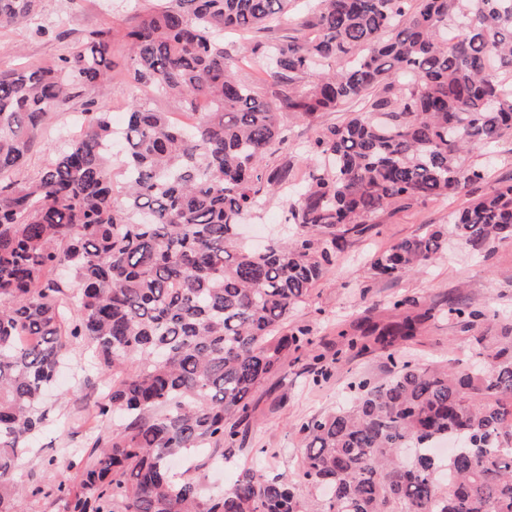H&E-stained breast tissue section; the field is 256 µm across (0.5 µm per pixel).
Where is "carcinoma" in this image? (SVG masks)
Segmentation results:
<instances>
[{
    "label": "carcinoma",
    "instance_id": "1",
    "mask_svg": "<svg viewBox=\"0 0 512 512\" xmlns=\"http://www.w3.org/2000/svg\"><path fill=\"white\" fill-rule=\"evenodd\" d=\"M41 2L0 0V27L32 24ZM293 2L170 0L128 26L130 83L196 125L136 99L114 160L111 113L87 100L79 133L24 184L11 174L35 133L109 77L112 30L49 67L0 71V512H24L19 461L78 341L112 374L98 415L124 423L48 493L57 512H512V327L467 301L448 317L481 325L484 361L458 372L403 360L360 383L300 425L292 475L244 467L211 491L170 466L234 447L253 391L308 344L294 309L379 215L468 197L448 227L374 255L383 278L420 271L450 238L483 256L512 240V178L465 159L512 136V0H314L291 33L245 47L267 61L265 99L235 74L224 33L269 31ZM284 110L349 116L319 128L288 225L252 251L242 217L288 187V169L266 164L288 141ZM413 306L395 301L399 320L374 342L415 336Z\"/></svg>",
    "mask_w": 512,
    "mask_h": 512
}]
</instances>
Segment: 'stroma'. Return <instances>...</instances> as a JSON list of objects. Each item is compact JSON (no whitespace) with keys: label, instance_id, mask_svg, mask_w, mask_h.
I'll use <instances>...</instances> for the list:
<instances>
[{"label":"stroma","instance_id":"35a3bbf8","mask_svg":"<svg viewBox=\"0 0 512 512\" xmlns=\"http://www.w3.org/2000/svg\"><path fill=\"white\" fill-rule=\"evenodd\" d=\"M127 4L126 12L116 13L111 0H43L37 26L0 32V69L57 62L71 50L73 36L112 28V76L97 84L90 96L110 112L124 114L135 89L126 77L129 51L122 33L152 10L154 0H127ZM81 110V103L76 102L52 118L48 134L40 137L26 163L14 172V180L24 183L36 178L53 157L52 144L58 136L73 131ZM282 121L288 142L270 156L269 164H289L291 182L297 185L307 170L302 150L314 139L316 129L288 112ZM289 201V195L281 192L266 196L260 213L244 219L243 230L250 243L261 246L277 236ZM466 202L463 196L421 199L384 213L372 229L351 238L291 317L292 325L311 332L308 353L289 359L285 369L256 390L252 415L240 428L237 446L225 449L223 465L212 463L206 448L195 455L187 475L204 476L210 486L229 487L244 467L269 475L294 472L304 451L300 424L349 399L358 382H379L392 372L387 350L377 345L351 350L347 341L359 337L365 327L392 321L394 301L413 299L434 309L417 335L398 345L402 358L421 363L451 357L463 366L472 362V340L478 328H464L448 317L449 305L459 299L490 307L501 323L512 325V240L498 244L487 260L472 257L466 247L449 240L432 265L416 275L381 280L370 269L374 254L447 223L449 214ZM104 382V375L91 368L83 344L72 345L49 395L50 418L18 472L27 488L40 490L39 495L27 498L26 512H54L43 493L71 483L75 475L71 464L85 454L80 421L92 412Z\"/></svg>","mask_w":512,"mask_h":512}]
</instances>
